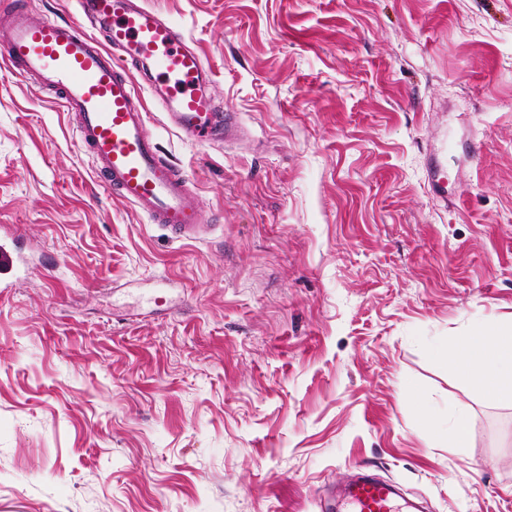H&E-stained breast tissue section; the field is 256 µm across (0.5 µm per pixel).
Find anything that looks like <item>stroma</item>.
Segmentation results:
<instances>
[{
	"instance_id": "stroma-1",
	"label": "stroma",
	"mask_w": 512,
	"mask_h": 512,
	"mask_svg": "<svg viewBox=\"0 0 512 512\" xmlns=\"http://www.w3.org/2000/svg\"><path fill=\"white\" fill-rule=\"evenodd\" d=\"M147 2L244 133L148 119L183 242L0 73V512H332L359 466L512 512V407L428 350L512 322V0ZM448 437V445L452 448H463L468 441V428L464 415L460 412L448 420V428L444 431Z\"/></svg>"
}]
</instances>
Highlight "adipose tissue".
<instances>
[{
  "label": "adipose tissue",
  "instance_id": "ef3b65f1",
  "mask_svg": "<svg viewBox=\"0 0 512 512\" xmlns=\"http://www.w3.org/2000/svg\"><path fill=\"white\" fill-rule=\"evenodd\" d=\"M448 362L469 380L476 393L512 406V323L454 341Z\"/></svg>",
  "mask_w": 512,
  "mask_h": 512
}]
</instances>
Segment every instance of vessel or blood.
<instances>
[{"instance_id":"vessel-or-blood-1","label":"vessel or blood","mask_w":512,"mask_h":512,"mask_svg":"<svg viewBox=\"0 0 512 512\" xmlns=\"http://www.w3.org/2000/svg\"><path fill=\"white\" fill-rule=\"evenodd\" d=\"M69 20H36L17 0L0 28V72L49 91L73 123L97 176L113 193L176 239L200 240L207 225L188 178L163 162L144 131L147 103L113 68L120 56L148 71L158 105L186 140L213 145L235 136L238 121L205 93L212 72L169 19L143 0H75ZM338 512H402L393 485L361 472Z\"/></svg>"}]
</instances>
